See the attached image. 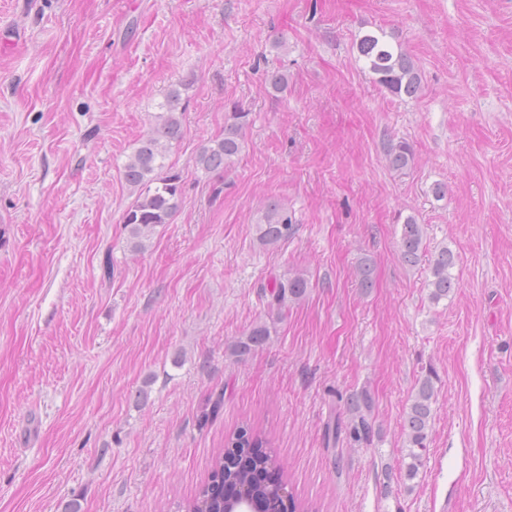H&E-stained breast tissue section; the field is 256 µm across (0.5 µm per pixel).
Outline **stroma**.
Instances as JSON below:
<instances>
[{
  "mask_svg": "<svg viewBox=\"0 0 512 512\" xmlns=\"http://www.w3.org/2000/svg\"><path fill=\"white\" fill-rule=\"evenodd\" d=\"M380 31L415 60L416 98L358 60ZM0 34V512H181L245 420L296 512H512V0H0ZM178 86L182 204L136 253L123 167ZM235 106L244 151L203 173ZM271 200L295 229L264 245ZM409 217L456 259L436 304L427 263L399 254ZM288 271L306 297L238 356ZM429 370L410 480L404 412ZM361 390L369 439L327 446ZM270 340V330L265 322L255 324L236 346L239 355H246L263 348ZM437 376L429 370L418 383L411 403L405 411L403 434L406 453L402 456V465L410 478H414L419 469L424 467L429 451V428L433 417V404L436 403L434 380ZM409 459V461H406Z\"/></svg>",
  "mask_w": 512,
  "mask_h": 512,
  "instance_id": "35a3bbf8",
  "label": "stroma"
}]
</instances>
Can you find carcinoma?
I'll list each match as a JSON object with an SVG mask.
<instances>
[{
  "mask_svg": "<svg viewBox=\"0 0 512 512\" xmlns=\"http://www.w3.org/2000/svg\"><path fill=\"white\" fill-rule=\"evenodd\" d=\"M358 58L376 81L397 97L414 98L418 95L421 78L411 56L399 46L385 41V35L365 34L356 42ZM181 95L178 90L168 93L162 112L154 117L149 132L139 141L124 166L126 183L137 191L134 203L123 217L124 229L128 231L132 249H144L143 240L151 237L156 226L168 224L177 212L182 196L181 175L166 164L170 150L182 138V122L178 115ZM249 113L233 109L224 120V135L203 144L196 157V165L210 173L233 166L243 151ZM389 166L402 170L412 159L410 146L400 142L387 151ZM294 224L286 209L273 201L267 204L259 223V241L263 244L278 242L293 232ZM424 230L412 217L402 224L399 251L402 260L416 265L425 256L423 245ZM432 280L429 281V299L438 303L453 293L456 282L451 273L455 257L446 247L440 248L429 260ZM309 288V282L302 275L288 273L274 277L270 289L265 292L267 314L270 318L281 319L288 311V305L302 300ZM270 340L266 323L254 325L241 338L236 350L241 355L249 354L264 347ZM437 376L428 370L418 383L411 403L405 411L403 434L406 453L402 465L410 478L415 477L424 467L429 451V428L436 403L434 380ZM373 402L365 391L350 394L345 403L351 420L341 417L327 424L328 433L334 440L341 435L353 441L368 439L371 424L365 413L372 410ZM272 441L251 422L244 421L224 437V447L213 459L207 481L198 493L183 505L184 512H224V488L244 497L248 505L258 512H285V500L279 494L283 480L276 477L283 471L276 457L269 450Z\"/></svg>",
  "mask_w": 512,
  "mask_h": 512,
  "instance_id": "carcinoma-1",
  "label": "carcinoma"
}]
</instances>
